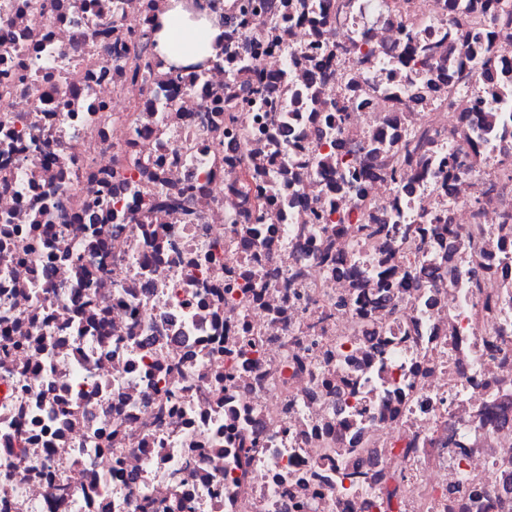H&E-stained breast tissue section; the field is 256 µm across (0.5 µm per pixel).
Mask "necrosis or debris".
Returning a JSON list of instances; mask_svg holds the SVG:
<instances>
[{
	"label": "necrosis or debris",
	"instance_id": "necrosis-or-debris-1",
	"mask_svg": "<svg viewBox=\"0 0 512 512\" xmlns=\"http://www.w3.org/2000/svg\"><path fill=\"white\" fill-rule=\"evenodd\" d=\"M168 2L0 0V512H512V0ZM172 1V7L159 18L161 28L155 33L157 50L173 70L214 58L217 39L224 32L213 20V14L206 3L201 0L196 13L197 22L190 21L183 11V5Z\"/></svg>",
	"mask_w": 512,
	"mask_h": 512
}]
</instances>
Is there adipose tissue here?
I'll return each mask as SVG.
<instances>
[{"label":"adipose tissue","instance_id":"obj_1","mask_svg":"<svg viewBox=\"0 0 512 512\" xmlns=\"http://www.w3.org/2000/svg\"><path fill=\"white\" fill-rule=\"evenodd\" d=\"M197 15V20H189L179 0H174L171 9L160 17L155 40L168 64L187 66L214 57L222 30L208 5H201Z\"/></svg>","mask_w":512,"mask_h":512}]
</instances>
